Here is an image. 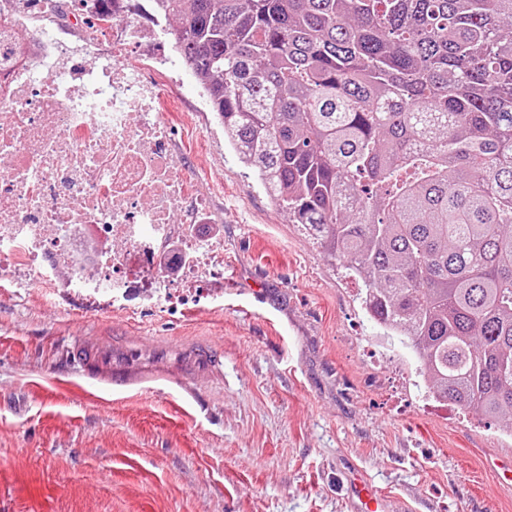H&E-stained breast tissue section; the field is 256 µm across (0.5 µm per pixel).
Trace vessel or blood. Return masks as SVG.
<instances>
[{"label": "vessel or blood", "mask_w": 512, "mask_h": 512, "mask_svg": "<svg viewBox=\"0 0 512 512\" xmlns=\"http://www.w3.org/2000/svg\"><path fill=\"white\" fill-rule=\"evenodd\" d=\"M74 356L87 379L105 381L108 388L120 391L129 386L133 353L114 349L111 341L101 340L78 346ZM220 357L221 354L216 348L198 345L186 352L180 366L184 373L206 375L219 366ZM350 492L356 504V512H379L382 495L368 483L353 479L350 483Z\"/></svg>", "instance_id": "obj_1"}]
</instances>
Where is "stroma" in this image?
I'll list each match as a JSON object with an SVG mask.
<instances>
[{
    "label": "stroma",
    "mask_w": 512,
    "mask_h": 512,
    "mask_svg": "<svg viewBox=\"0 0 512 512\" xmlns=\"http://www.w3.org/2000/svg\"><path fill=\"white\" fill-rule=\"evenodd\" d=\"M200 87L167 88L171 146L201 174L224 268L196 298L124 305L0 276V512H353L350 467L385 512H512L486 463L512 455L503 420L428 396L412 349L224 143ZM136 348L166 376L209 343L219 371L108 391L81 341Z\"/></svg>",
    "instance_id": "1"
}]
</instances>
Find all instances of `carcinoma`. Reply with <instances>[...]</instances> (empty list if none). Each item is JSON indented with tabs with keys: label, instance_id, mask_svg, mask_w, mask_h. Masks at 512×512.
<instances>
[{
	"label": "carcinoma",
	"instance_id": "carcinoma-1",
	"mask_svg": "<svg viewBox=\"0 0 512 512\" xmlns=\"http://www.w3.org/2000/svg\"><path fill=\"white\" fill-rule=\"evenodd\" d=\"M224 140L429 392L512 420V0H161Z\"/></svg>",
	"mask_w": 512,
	"mask_h": 512
}]
</instances>
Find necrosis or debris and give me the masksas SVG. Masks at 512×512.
I'll list each match as a JSON object with an SVG mask.
<instances>
[{
    "instance_id": "1",
    "label": "necrosis or debris",
    "mask_w": 512,
    "mask_h": 512,
    "mask_svg": "<svg viewBox=\"0 0 512 512\" xmlns=\"http://www.w3.org/2000/svg\"><path fill=\"white\" fill-rule=\"evenodd\" d=\"M80 8L106 14L111 50L74 52L26 11L0 8L11 34L0 55L15 59L0 75V273L20 282L36 270L115 304L139 283L149 305L169 285L159 269L172 240L186 288L214 276L224 248L198 230L211 214L174 158L158 83L116 59L125 49L151 53L154 70L174 80L186 67L179 32L152 8L136 12L135 0ZM159 44L165 53L153 55Z\"/></svg>"
}]
</instances>
